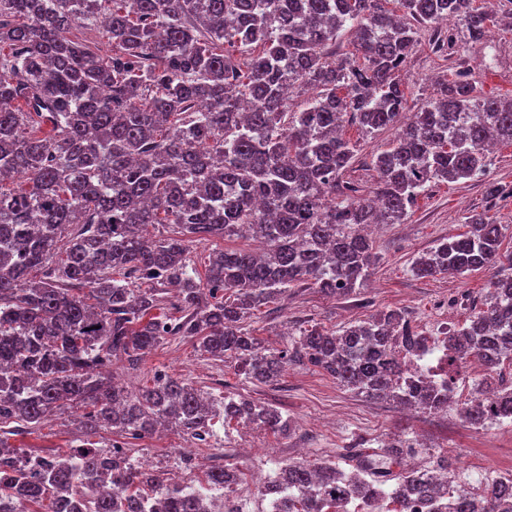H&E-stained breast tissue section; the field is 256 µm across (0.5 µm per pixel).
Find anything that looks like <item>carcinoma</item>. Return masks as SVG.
I'll list each match as a JSON object with an SVG mask.
<instances>
[{
	"label": "carcinoma",
	"instance_id": "obj_1",
	"mask_svg": "<svg viewBox=\"0 0 512 512\" xmlns=\"http://www.w3.org/2000/svg\"><path fill=\"white\" fill-rule=\"evenodd\" d=\"M0 0V500L18 512H209L204 497L164 484L123 445L87 443L70 454L22 453L8 443L57 409L82 411L81 429L144 438L159 427L204 442L223 418L285 435L288 416L225 394L212 398L160 375L133 393L103 374L116 357L136 366L169 337L197 340L209 357L234 361L244 378L275 381L289 361L307 362L370 400L435 411L448 405L470 358L489 382L465 421L512 422V252L504 227L480 214L468 230L417 257L420 277L500 268L485 308L450 327L448 384L419 385L404 356L425 336L386 310L340 333L304 329L291 349L266 346L243 327L254 310L308 284L327 295L363 285L376 265L366 224H400L427 183L486 171L485 145L512 143V99L483 97L462 73L439 83L413 121L371 162L374 197L342 181L365 133L398 121V80L433 30V53L452 54L443 20L483 37L492 14L475 0ZM105 26L112 53L91 32ZM355 32V51L328 47ZM310 95L296 109L287 88ZM160 224L166 234L145 235ZM246 234L258 254L224 248L205 274L191 244ZM178 289L175 316L159 292ZM408 440L382 458L414 454ZM448 479L417 472H347L332 461L278 466L288 494L276 512H512V477L485 481L477 500ZM214 466L208 487L233 488ZM84 498L63 499L75 485Z\"/></svg>",
	"mask_w": 512,
	"mask_h": 512
}]
</instances>
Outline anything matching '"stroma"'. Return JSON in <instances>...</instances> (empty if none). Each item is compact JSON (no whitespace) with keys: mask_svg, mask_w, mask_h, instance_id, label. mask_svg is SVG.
Instances as JSON below:
<instances>
[{"mask_svg":"<svg viewBox=\"0 0 512 512\" xmlns=\"http://www.w3.org/2000/svg\"><path fill=\"white\" fill-rule=\"evenodd\" d=\"M453 30L458 41L447 62L432 53L429 31L420 32L419 44L403 72L409 112H416L435 95V80L448 63L475 79L482 95L512 98V16L499 11L494 25L478 41L471 40L461 25H454ZM343 135L357 145L348 177L363 192H370L376 180L371 157L395 132L365 134L348 123ZM476 213L505 225L504 244L512 248V144L491 147L485 174L455 183H429L403 223L379 225L372 235L377 264L356 293L328 296L311 286L295 285L275 302L254 311L245 326L269 346L281 348L293 343L301 329L317 326L337 331L388 309L403 311L426 336L439 335L446 324L463 325L482 306L493 271L419 278L411 267L415 257L462 233L468 217ZM110 372L133 391L152 385L155 375L165 374L207 394H237L273 406L294 419L295 428L287 435L232 422L216 426L213 436L200 443L172 429L126 440L133 461L147 463L162 477L173 476L194 487L215 465H232L242 481H250L255 474L267 472L275 457L283 462L330 459L347 470L353 453L374 455L396 436L417 434L423 438L418 464L433 467L440 459H448L465 481L512 474V424L474 428L455 409L408 411L393 400L371 401L306 363H289L277 382L253 383L233 365L202 354L194 341L173 337L146 354L137 366L114 360ZM85 439L77 412L64 408L35 431L11 437L10 442L52 456L69 453ZM186 456L191 459L187 465L182 462Z\"/></svg>","mask_w":512,"mask_h":512,"instance_id":"obj_1","label":"stroma"}]
</instances>
